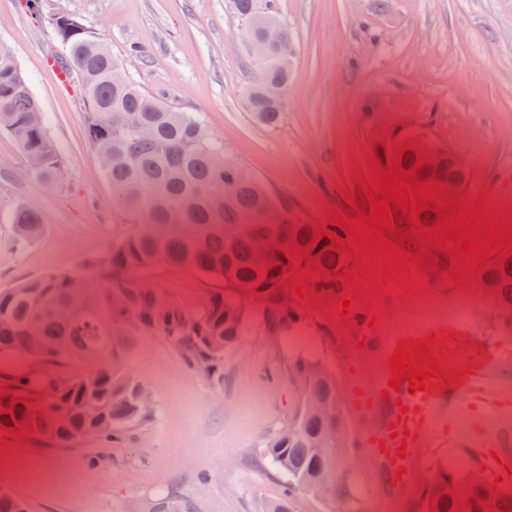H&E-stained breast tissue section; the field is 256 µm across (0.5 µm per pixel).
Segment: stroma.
Returning a JSON list of instances; mask_svg holds the SVG:
<instances>
[{
    "label": "stroma",
    "instance_id": "stroma-1",
    "mask_svg": "<svg viewBox=\"0 0 512 512\" xmlns=\"http://www.w3.org/2000/svg\"><path fill=\"white\" fill-rule=\"evenodd\" d=\"M290 32L295 77L283 119L253 122L246 92L257 60L239 37L241 19L227 0H0V47L17 60L66 158L63 182L49 185L31 172L10 134L0 132V288L52 271L89 276V258L105 254L132 231L112 210L85 131V90L61 83L46 62L57 50L50 17L80 19L151 91L201 115L225 149L311 224H328L326 208H344L353 175L373 149L368 111L394 123L426 127L431 139L464 156V188L512 218V0H275ZM37 212L46 229L16 245L13 215ZM155 291L188 313L200 311L220 282L191 271L156 270ZM383 335L452 333L443 374L473 368L485 374L488 407L463 412L455 390L440 404L437 432L422 449L415 473L391 489L369 452L354 455L351 494L303 490L291 512H422V484L442 463L473 465L476 431L500 437L512 450V333L482 280L450 284L428 279L421 291L380 296ZM303 322L295 335L270 336L252 326L224 358V384L188 368L164 337H133L125 370L141 380L155 403L153 419L121 442L89 441L52 448L22 437L0 451V488L29 512H147L177 495L201 512H262L280 494L284 476L265 459L262 437L287 419L296 398L288 360L313 355L335 374L340 390L373 380L381 358L357 349L354 333L335 320L325 299L291 297ZM24 448L26 470L6 468Z\"/></svg>",
    "mask_w": 512,
    "mask_h": 512
}]
</instances>
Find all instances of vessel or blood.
I'll list each match as a JSON object with an SVG mask.
<instances>
[{
	"mask_svg": "<svg viewBox=\"0 0 512 512\" xmlns=\"http://www.w3.org/2000/svg\"><path fill=\"white\" fill-rule=\"evenodd\" d=\"M370 319V313L360 309L351 312L349 324L356 334L366 338L368 345L375 347L380 358L392 356L397 337L382 336L380 329L370 327ZM389 377V371H382L370 383L362 384L360 392L351 393L350 400L357 409L371 404L383 408L380 421L369 435L363 436L362 442L371 445L375 460L392 475L403 467L414 469L432 433L431 420L438 414L442 384L440 379H433L427 390L413 394L405 381L398 389H390ZM404 431L413 434V441L402 442L400 434Z\"/></svg>",
	"mask_w": 512,
	"mask_h": 512,
	"instance_id": "b4317fda",
	"label": "vessel or blood"
}]
</instances>
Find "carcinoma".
<instances>
[{"label":"carcinoma","instance_id":"1","mask_svg":"<svg viewBox=\"0 0 512 512\" xmlns=\"http://www.w3.org/2000/svg\"><path fill=\"white\" fill-rule=\"evenodd\" d=\"M243 21L247 51L257 58L260 74L246 98L249 117L266 127L277 126L283 100L293 75L290 66L291 36L274 10L273 0L259 9L256 0H230ZM270 25L280 27L282 45L264 42ZM62 47L61 61L80 77L88 90L86 133L95 152L109 164L103 175L112 188V210L126 215L136 229L112 244L103 257L88 261L95 286L75 273L52 272L0 289V360L29 361L40 367L24 376L0 397V405L15 409L0 413V424L33 417L25 434L55 448H76L83 438L120 439L151 421L154 406L140 408L136 394L146 386L119 365L117 347L141 334L160 335L182 353L186 365L224 384V356L244 335L253 311L251 292L266 296L263 327L271 335L294 329L299 315L283 293L291 270L282 253L264 256L258 239L270 228L278 230L287 248L310 242L318 225L298 216L282 222L289 212L265 185L238 161L224 154V143L212 135L200 115L183 112L165 96L143 87L132 78L125 85L112 82V69L123 65L105 43L88 28L55 36ZM39 110L30 84L13 55L0 48V131L19 143L36 177L46 184L64 178L66 161L48 133L46 124L35 125ZM410 139L418 154L406 152L410 168L416 157L443 156L447 149L432 143L415 126H395L376 137L382 144ZM423 176L442 184L460 176L443 161L436 168L421 166ZM239 184L238 193L215 207L212 199L224 195V185ZM255 211L269 214V222L240 229L242 218ZM45 230L40 216L28 209L14 216V233L20 243L40 238ZM330 240L322 237L302 261L317 260L324 270L319 285L333 288L336 273L345 270L338 254L323 250ZM191 270L224 282V292L211 295L198 314L183 313L160 297L147 283L158 268ZM509 282L499 279L494 267L482 279L501 308L512 310V255L502 264ZM60 302L73 306L70 318L54 312ZM35 332L38 341L29 340ZM70 359H86L95 368L71 376L60 366ZM288 378L297 399L288 414L292 432L270 435L263 454L287 477L281 494L264 505V512H290L298 489L315 492L321 475L328 472L336 495H349L347 478L351 454L349 435L335 375L322 362L298 355L288 363ZM13 405H7V402ZM333 406L336 416L327 419L320 408ZM492 497L500 512H512V493L495 489L481 472L455 473L442 466L435 479L422 488L424 508L437 504L448 512L455 496L471 492V512L477 499ZM150 512H198L178 499L166 498Z\"/></svg>","mask_w":512,"mask_h":512}]
</instances>
